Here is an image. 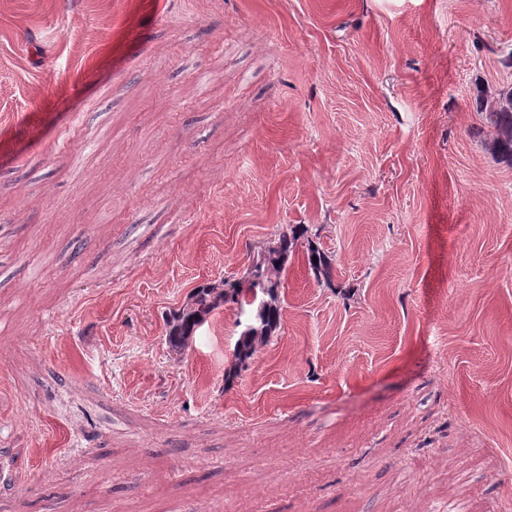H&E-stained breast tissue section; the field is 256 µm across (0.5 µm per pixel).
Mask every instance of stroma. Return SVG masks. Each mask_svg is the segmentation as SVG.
Masks as SVG:
<instances>
[{
	"mask_svg": "<svg viewBox=\"0 0 512 512\" xmlns=\"http://www.w3.org/2000/svg\"><path fill=\"white\" fill-rule=\"evenodd\" d=\"M511 52L512 0H0V512L512 506ZM294 224L331 274L234 382L232 305L171 351ZM476 110L480 118L476 130L484 150L512 165V87L481 90Z\"/></svg>",
	"mask_w": 512,
	"mask_h": 512,
	"instance_id": "1",
	"label": "stroma"
}]
</instances>
